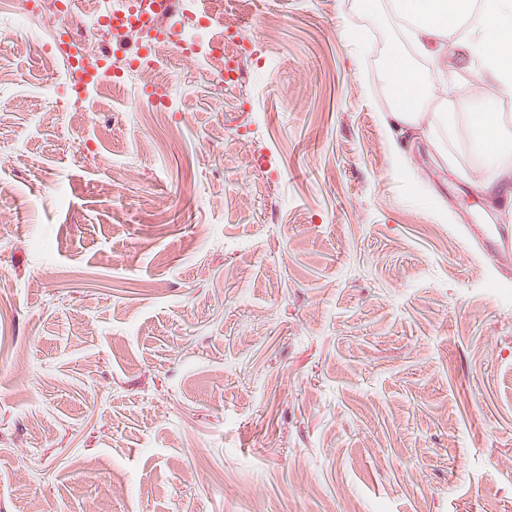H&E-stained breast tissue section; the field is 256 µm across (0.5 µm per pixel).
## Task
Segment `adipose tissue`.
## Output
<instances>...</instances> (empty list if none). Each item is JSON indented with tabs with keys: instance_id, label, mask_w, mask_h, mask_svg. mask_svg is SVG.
I'll return each mask as SVG.
<instances>
[{
	"instance_id": "adipose-tissue-1",
	"label": "adipose tissue",
	"mask_w": 512,
	"mask_h": 512,
	"mask_svg": "<svg viewBox=\"0 0 512 512\" xmlns=\"http://www.w3.org/2000/svg\"><path fill=\"white\" fill-rule=\"evenodd\" d=\"M395 13L414 22L425 37H437L467 19L475 24L460 41V54L480 75L473 90L493 99L512 94V0H484L474 12L472 0H393ZM388 78L397 94L387 128L402 133L419 124L420 106L426 96L424 82L408 68L399 47L388 53ZM435 135L467 141L487 171L475 188L498 202L512 201V114L485 108L458 116L435 113L430 122Z\"/></svg>"
}]
</instances>
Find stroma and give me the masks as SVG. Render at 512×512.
<instances>
[{
    "label": "stroma",
    "instance_id": "obj_1",
    "mask_svg": "<svg viewBox=\"0 0 512 512\" xmlns=\"http://www.w3.org/2000/svg\"><path fill=\"white\" fill-rule=\"evenodd\" d=\"M64 0H0V512H512V210L470 146L399 137L400 45L434 111H501L391 0H228L239 82L168 48L53 76ZM253 140L262 168L242 154ZM444 222H435L436 212ZM162 42L157 40L156 37L153 38L150 46H149V57L144 61V66L141 68L144 76L149 77L155 84L158 85L159 89L164 93L165 97H169V87L168 82L161 79L164 75V55L161 54V51H157L159 44Z\"/></svg>",
    "mask_w": 512,
    "mask_h": 512
}]
</instances>
